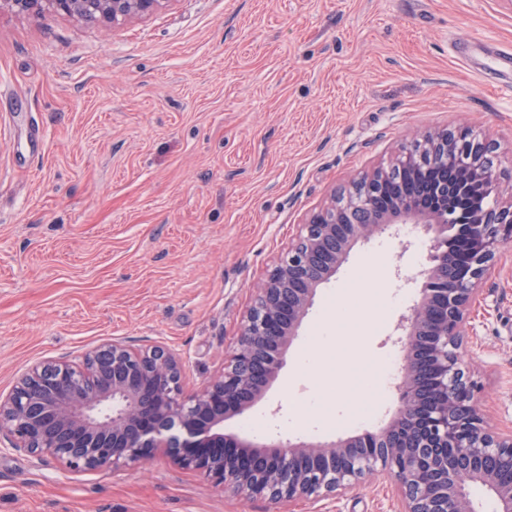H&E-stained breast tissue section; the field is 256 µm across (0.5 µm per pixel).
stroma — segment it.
Returning a JSON list of instances; mask_svg holds the SVG:
<instances>
[{
    "label": "stroma",
    "instance_id": "1",
    "mask_svg": "<svg viewBox=\"0 0 512 512\" xmlns=\"http://www.w3.org/2000/svg\"><path fill=\"white\" fill-rule=\"evenodd\" d=\"M512 0H166L118 25L0 11V393L33 363L118 340L221 368L255 285L334 189L416 133L468 127L512 195ZM431 236L398 224L319 287L240 438L359 433L398 406L400 357ZM356 303L345 321L339 291ZM329 332L317 369L306 347ZM463 358L493 428L512 430V244L483 285ZM379 478L291 512H399ZM174 469L74 475L0 449V512H268Z\"/></svg>",
    "mask_w": 512,
    "mask_h": 512
}]
</instances>
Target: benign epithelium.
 <instances>
[{
    "label": "benign epithelium",
    "mask_w": 512,
    "mask_h": 512,
    "mask_svg": "<svg viewBox=\"0 0 512 512\" xmlns=\"http://www.w3.org/2000/svg\"><path fill=\"white\" fill-rule=\"evenodd\" d=\"M166 0H0L24 15L51 10L89 23H119ZM491 144L468 129L427 132L333 193L311 213L259 285L224 366L202 389L186 390L182 360L164 345L102 344L74 360L32 365L0 394V435L35 465L52 460L83 473L121 470L154 451L246 500L285 507L321 500L386 476L401 512H478L484 488L493 512H512V433L492 428L460 357L464 328L496 254L512 242V197L498 195ZM431 176L411 195L383 194L396 174ZM483 189L475 203L463 183ZM393 224L435 232L420 297L401 319L400 404L376 430L349 439L245 440L224 433L278 377L318 286L352 247Z\"/></svg>",
    "instance_id": "obj_1"
}]
</instances>
